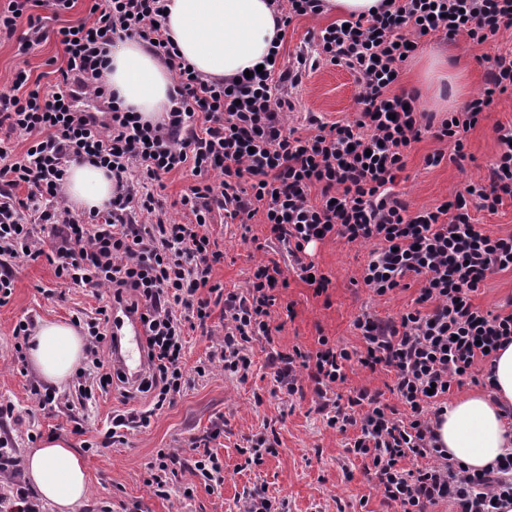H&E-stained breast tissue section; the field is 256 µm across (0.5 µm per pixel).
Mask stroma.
Wrapping results in <instances>:
<instances>
[{"mask_svg": "<svg viewBox=\"0 0 512 512\" xmlns=\"http://www.w3.org/2000/svg\"><path fill=\"white\" fill-rule=\"evenodd\" d=\"M511 49L512 29L484 45L433 36L424 39L404 63L399 86L419 92L421 105L439 121L461 106L449 94L448 74L466 71L467 95L476 97L485 84L483 55ZM435 53L447 55L448 67L434 78L422 79L421 64ZM51 59L64 60L63 47L53 36L25 49L17 38L0 35V92L12 87L22 69L31 79L54 84L47 65ZM358 94L359 86L348 69L320 67L293 91L295 108L287 122L302 130L313 115L330 123L352 118ZM498 125H512L511 90L498 95L491 111L468 132L465 160L446 159L438 166H426V156L442 150L443 144L423 135L407 154L395 192L413 210L453 200L455 193L486 175L500 151L494 131ZM207 230L224 253L223 262L213 272L214 281L224 290L245 291L250 271L261 262L275 261L286 270L288 285L279 290L272 312V322L280 330L273 343H254L253 365L246 380L225 376L217 369L202 377L195 375V368L207 362L224 335V308L214 306L207 329L191 330L186 338L184 362L191 377L183 394L153 416L148 427L125 430L123 442L108 447L101 441L113 415L145 409L148 397L127 392L116 382L85 406L40 409L29 392L27 367L16 358L13 331L25 318L68 321L79 312L94 314L110 305V294L103 288L61 283L46 258L17 261L13 294L8 303L0 305V404L15 408L17 421L11 426V437L17 460H24L36 441L52 436L68 440L82 457L89 480L88 497L77 512H238L244 498L257 488L283 503L284 512H388L363 462L346 452L347 435L327 427L315 413L312 389L304 388L291 397L274 393V373L267 357L274 349L315 350L322 336L351 350L361 348L355 319L363 314L399 318L414 307L420 281L412 280L409 287L388 296H376L362 280L371 243L329 237L308 247L319 271L330 280L327 290L319 294L291 271L287 252L271 240L262 216H255L244 227L217 210ZM218 423L223 430L210 448L224 463L223 483L208 487L187 469L172 479L168 497L156 496L147 480L157 451L189 449L192 440ZM267 429L275 431L279 440L276 454L265 456L262 465H246L242 447L248 438ZM188 487L193 493L187 497L183 491Z\"/></svg>", "mask_w": 512, "mask_h": 512, "instance_id": "obj_1", "label": "stroma"}]
</instances>
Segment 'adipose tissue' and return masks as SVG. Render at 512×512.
Here are the masks:
<instances>
[{
	"instance_id": "obj_1",
	"label": "adipose tissue",
	"mask_w": 512,
	"mask_h": 512,
	"mask_svg": "<svg viewBox=\"0 0 512 512\" xmlns=\"http://www.w3.org/2000/svg\"><path fill=\"white\" fill-rule=\"evenodd\" d=\"M165 27L184 63L214 78L228 79L261 63L280 31L271 0H167ZM124 106L159 121L169 108L172 76L139 39L118 42L102 74ZM112 175L87 163L71 165L66 181L70 203L82 211L104 210L112 199ZM28 357L41 378L62 387L84 357V340L62 321H43L29 339ZM491 395L472 394L449 407L436 433L449 456L481 470L512 450V345L495 361ZM25 477L56 512H76L88 495L82 458L67 440L51 437L32 449Z\"/></svg>"
}]
</instances>
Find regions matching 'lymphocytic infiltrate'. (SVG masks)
Here are the masks:
<instances>
[{
    "mask_svg": "<svg viewBox=\"0 0 512 512\" xmlns=\"http://www.w3.org/2000/svg\"><path fill=\"white\" fill-rule=\"evenodd\" d=\"M166 0H94L86 19L60 27L55 36L64 64L51 90L19 73L11 91L0 93V128L25 137L22 159L10 156L0 138V305L12 295L11 260L46 257L68 283L108 288L112 305L143 317L148 369L139 384L150 393L147 409L113 417L106 439L120 429L146 427L188 384L183 367L186 326L206 327L211 302L224 306V339L199 366H221L225 375L246 378L252 344L273 343L271 308L277 288L288 285L279 264H258L245 292H227L212 281L223 259L207 231L213 210L247 223L263 214L301 279L326 290L304 251L335 236L351 243L375 242L363 282L377 296L422 282L417 308L398 320L362 315L354 322L363 347L318 339L316 351H274L269 364L280 393L292 396L312 385L316 412L329 428L355 435L347 452L364 460L392 512H427L443 500L456 512H500L512 501V453L497 466L472 470L441 448L436 428L448 410L452 387L471 377L477 361H494L512 344V311L492 313L472 302L487 279L512 271V235L494 237L471 220V210L496 213L512 199V127L496 126L502 150L486 177L432 209L413 211L394 191L411 145L423 134L447 143L425 158L464 160L465 138L498 94L512 89V51L488 60L483 91L441 122L421 108L418 92L392 88L404 59L423 38L465 36L483 45L512 28V0H382L377 11L336 20L311 37L289 66L279 50L251 77L213 80L185 65L165 34ZM72 0H9L0 10V32L24 46L47 39L35 8L59 14ZM139 37L174 76L170 107L152 123L124 107L101 82L100 73L117 40ZM342 65L360 85L353 119L326 123L311 118L308 134L286 126L292 111L289 88L321 65ZM93 101L107 119L98 123L81 106ZM87 161L111 172L115 191L105 210L71 207L65 184L71 163ZM191 170L199 179L180 198L189 220L167 216L152 186L173 172ZM87 332L85 366L76 374L77 400L111 385L101 354L113 339L109 314L73 317ZM358 362L385 367L395 380L389 392L359 388L348 397L335 387L344 369ZM96 371L88 384V371ZM393 394L399 407L385 403ZM219 429L197 438L201 450L187 460L181 449L159 450L149 486L164 493L185 467L205 479H223L224 463L208 450Z\"/></svg>",
    "mask_w": 512,
    "mask_h": 512,
    "instance_id": "1",
    "label": "lymphocytic infiltrate"
}]
</instances>
